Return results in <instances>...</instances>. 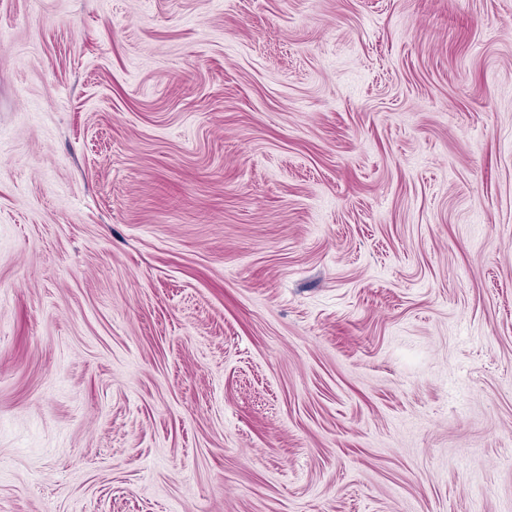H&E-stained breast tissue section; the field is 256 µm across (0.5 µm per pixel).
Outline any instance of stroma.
<instances>
[{
	"instance_id": "stroma-1",
	"label": "stroma",
	"mask_w": 512,
	"mask_h": 512,
	"mask_svg": "<svg viewBox=\"0 0 512 512\" xmlns=\"http://www.w3.org/2000/svg\"><path fill=\"white\" fill-rule=\"evenodd\" d=\"M0 512H512V0H0Z\"/></svg>"
}]
</instances>
